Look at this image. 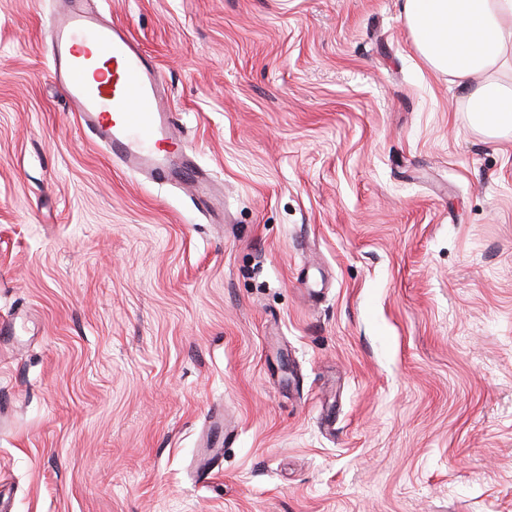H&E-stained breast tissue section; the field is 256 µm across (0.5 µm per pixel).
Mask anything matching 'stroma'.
Instances as JSON below:
<instances>
[{"instance_id": "35a3bbf8", "label": "stroma", "mask_w": 512, "mask_h": 512, "mask_svg": "<svg viewBox=\"0 0 512 512\" xmlns=\"http://www.w3.org/2000/svg\"><path fill=\"white\" fill-rule=\"evenodd\" d=\"M90 3L224 211L112 163L48 74L57 0H0V505L512 512V137L404 0Z\"/></svg>"}]
</instances>
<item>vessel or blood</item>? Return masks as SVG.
Wrapping results in <instances>:
<instances>
[{"mask_svg": "<svg viewBox=\"0 0 512 512\" xmlns=\"http://www.w3.org/2000/svg\"><path fill=\"white\" fill-rule=\"evenodd\" d=\"M50 76L80 126L123 169L150 180L179 177L202 205L223 208L208 176L179 150L168 90L125 26L104 20L87 0H57Z\"/></svg>", "mask_w": 512, "mask_h": 512, "instance_id": "obj_1", "label": "vessel or blood"}]
</instances>
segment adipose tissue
<instances>
[{"label": "adipose tissue", "instance_id": "1", "mask_svg": "<svg viewBox=\"0 0 512 512\" xmlns=\"http://www.w3.org/2000/svg\"><path fill=\"white\" fill-rule=\"evenodd\" d=\"M404 19L421 57L467 90L470 126L512 133V0H405Z\"/></svg>", "mask_w": 512, "mask_h": 512}]
</instances>
